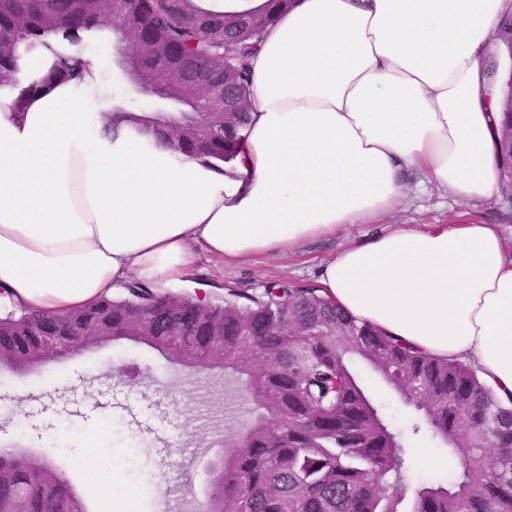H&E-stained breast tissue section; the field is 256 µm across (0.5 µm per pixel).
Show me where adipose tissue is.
I'll return each instance as SVG.
<instances>
[{"instance_id":"ef3b65f1","label":"adipose tissue","mask_w":512,"mask_h":512,"mask_svg":"<svg viewBox=\"0 0 512 512\" xmlns=\"http://www.w3.org/2000/svg\"><path fill=\"white\" fill-rule=\"evenodd\" d=\"M512 0H293L249 61L235 161L192 158L89 113L82 78L0 97V302L65 314L138 279L293 253L405 198L501 192V80ZM339 308L471 363L512 407V255L497 224H391L322 262Z\"/></svg>"}]
</instances>
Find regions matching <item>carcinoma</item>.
<instances>
[{
    "label": "carcinoma",
    "instance_id": "carcinoma-1",
    "mask_svg": "<svg viewBox=\"0 0 512 512\" xmlns=\"http://www.w3.org/2000/svg\"><path fill=\"white\" fill-rule=\"evenodd\" d=\"M291 3L267 0L258 14L214 12L194 0H135L114 23L104 17L105 0H0V92L20 100L33 89L18 79L30 58L79 78L90 65L86 43L105 41L133 81L105 97L112 118L184 154L229 162L248 122V61L266 25ZM226 87L236 108L204 121ZM511 126L505 118V180ZM131 283L62 315L6 309L0 347L20 358L15 367L23 371L30 350L86 315L110 322L105 342L143 344L173 363L200 355L205 337L224 332V373L242 382L250 423L224 439L209 482L210 512H512V408L499 404L470 364L357 324L320 288L279 281L252 294L230 289L201 312L191 296ZM141 323L152 325L150 335H135ZM355 356L415 410L408 428L385 421ZM420 433L448 448L461 471L450 485L417 487L405 511L404 445ZM59 499L69 512H88L51 461L0 449V512H55Z\"/></svg>",
    "mask_w": 512,
    "mask_h": 512
}]
</instances>
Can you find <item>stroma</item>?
<instances>
[{"instance_id": "obj_1", "label": "stroma", "mask_w": 512, "mask_h": 512, "mask_svg": "<svg viewBox=\"0 0 512 512\" xmlns=\"http://www.w3.org/2000/svg\"><path fill=\"white\" fill-rule=\"evenodd\" d=\"M87 55L101 73L102 85L89 95L92 108L123 84L112 64L110 45L93 42ZM475 221L501 225L512 253V200L463 204L433 189L411 188L402 204L368 224H349L336 234L309 241L297 252L224 265L199 256L195 272L172 284V291L250 294L264 284L287 281L317 285L323 259L372 235L388 224H452ZM385 417L404 427L412 410L389 390L368 365L355 360ZM30 386L18 404H0V448L22 444L34 461L52 459L87 505L98 512H165L175 502L197 508L206 500L208 469L221 454L208 418L222 415L237 400V385L219 367L194 370L167 362L156 351L124 340L105 344L67 361L18 376L0 372V393ZM432 465H423L420 454ZM405 456L408 486L445 481L453 474L446 451L427 435L409 438ZM164 478L147 486L146 475Z\"/></svg>"}]
</instances>
